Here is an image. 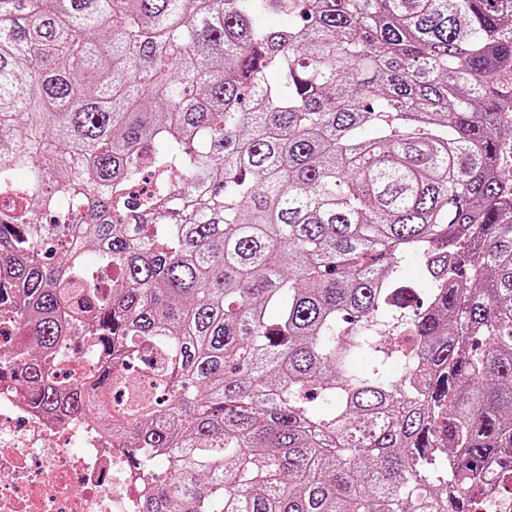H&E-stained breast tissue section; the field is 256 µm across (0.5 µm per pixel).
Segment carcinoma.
I'll return each instance as SVG.
<instances>
[{"label":"carcinoma","mask_w":512,"mask_h":512,"mask_svg":"<svg viewBox=\"0 0 512 512\" xmlns=\"http://www.w3.org/2000/svg\"><path fill=\"white\" fill-rule=\"evenodd\" d=\"M511 142L512 0H0V370L122 444L139 512H474ZM0 310V347L2 353L5 349L11 348L16 342H20L23 336H20L18 325L14 321V314L9 305L2 306ZM96 366L97 364L91 358L83 357V355H76L73 358L63 357L59 363V369L64 371L69 378H82L92 372Z\"/></svg>","instance_id":"cac0c4a2"}]
</instances>
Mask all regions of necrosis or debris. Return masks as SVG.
<instances>
[{
  "label": "necrosis or debris",
  "instance_id": "1",
  "mask_svg": "<svg viewBox=\"0 0 512 512\" xmlns=\"http://www.w3.org/2000/svg\"><path fill=\"white\" fill-rule=\"evenodd\" d=\"M139 480L110 436L34 409L0 379V512H133Z\"/></svg>",
  "mask_w": 512,
  "mask_h": 512
}]
</instances>
